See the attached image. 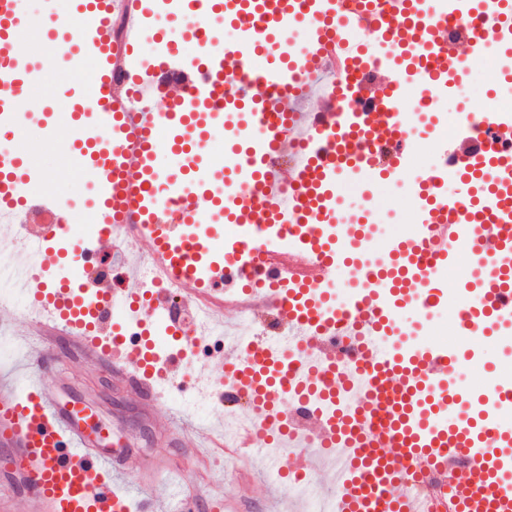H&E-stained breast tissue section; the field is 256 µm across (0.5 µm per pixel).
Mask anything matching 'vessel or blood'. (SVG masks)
Returning <instances> with one entry per match:
<instances>
[{"instance_id":"vessel-or-blood-1","label":"vessel or blood","mask_w":512,"mask_h":512,"mask_svg":"<svg viewBox=\"0 0 512 512\" xmlns=\"http://www.w3.org/2000/svg\"><path fill=\"white\" fill-rule=\"evenodd\" d=\"M144 0H74L46 31L75 71L94 74L74 88L66 116L73 169L95 188L90 223L33 190L19 153L0 151V217L24 218L36 253L8 272L22 283L29 317L53 323L80 350L144 396L169 381L181 352L157 359L142 325L158 320L178 331L168 283L181 299L238 308L282 326L307 348L284 365L261 342L243 348L236 325L223 348L209 351L204 329L184 331L203 350L197 390L223 403L233 390L245 415L232 442L265 449L271 459L296 448L291 473L332 464L336 512H512V378H492L477 406L463 402L457 375L482 358L461 347L403 338L410 297L427 310L463 308L462 335L512 330V112L483 111L494 132L482 146L442 155L456 194L436 190V176L410 197L419 229L365 252L370 226L335 216L340 189L377 176L407 181L406 133L396 105L404 84L456 91L454 71L512 45V0H181L185 36L210 39L215 21L235 30V45L208 49L191 76L158 82L166 62L145 58ZM455 19L456 38L443 34ZM306 29L305 51L289 36ZM20 0H0V140L23 119L13 105L28 79L17 35ZM370 78L391 73L380 96L341 82L355 67ZM323 96L320 112L299 105ZM94 107L82 109L81 101ZM163 100L165 110L152 108ZM264 119L260 133L219 156L207 144ZM177 162L164 173L160 156ZM209 198L227 225L206 223ZM144 243L111 275L88 278L102 249ZM467 254L468 285L447 289L434 273ZM352 267L364 287L336 313L324 283ZM159 281L143 290V270ZM94 296L87 305L85 296ZM53 347L44 337L0 376V444L9 446L28 493L23 512H130L123 471L85 435L74 408L51 397L40 371ZM232 385L214 381L224 371ZM141 501L178 512L186 488L144 481Z\"/></svg>"}]
</instances>
